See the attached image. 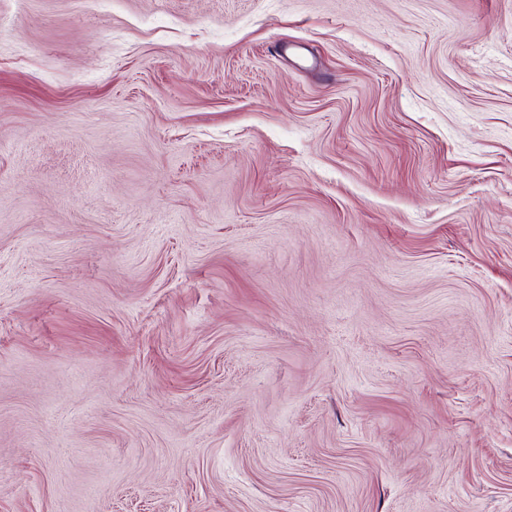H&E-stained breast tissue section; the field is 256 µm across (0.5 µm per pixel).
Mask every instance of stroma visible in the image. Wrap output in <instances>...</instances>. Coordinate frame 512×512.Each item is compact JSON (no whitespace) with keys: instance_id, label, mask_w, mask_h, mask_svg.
Here are the masks:
<instances>
[{"instance_id":"obj_1","label":"stroma","mask_w":512,"mask_h":512,"mask_svg":"<svg viewBox=\"0 0 512 512\" xmlns=\"http://www.w3.org/2000/svg\"><path fill=\"white\" fill-rule=\"evenodd\" d=\"M0 512H512V0H0Z\"/></svg>"}]
</instances>
